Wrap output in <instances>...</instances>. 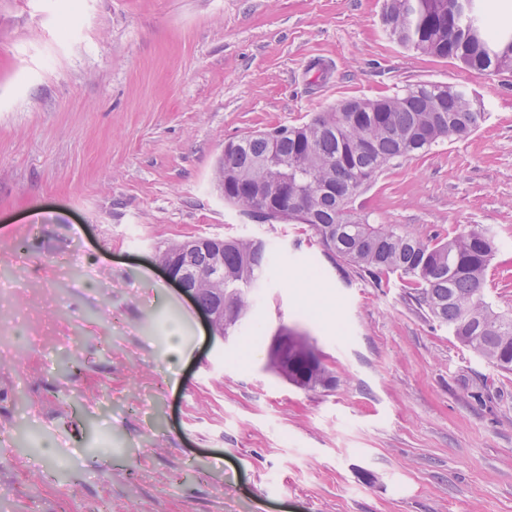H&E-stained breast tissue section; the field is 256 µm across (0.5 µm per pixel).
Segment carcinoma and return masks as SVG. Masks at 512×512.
Segmentation results:
<instances>
[{
  "label": "carcinoma",
  "mask_w": 512,
  "mask_h": 512,
  "mask_svg": "<svg viewBox=\"0 0 512 512\" xmlns=\"http://www.w3.org/2000/svg\"><path fill=\"white\" fill-rule=\"evenodd\" d=\"M454 0H386L382 19L401 45L457 60L476 71L512 69V26L497 27L468 0L470 12L452 18ZM370 112H350L361 105ZM485 112L460 88L437 84L365 103L355 99L302 125H279L242 140L223 168L224 200L262 221L306 224L322 247L376 282L399 275L409 296L453 336L493 367L512 371V315L485 298L487 271L498 250L495 237L478 230L426 241L396 224L352 217V203L394 161L424 154L445 139L463 137ZM277 139L270 155L269 140ZM174 255L184 287L204 309L224 308V325L238 329L249 313L270 264V248L253 237L212 238L204 246L182 242L159 249ZM322 378L306 351H288V382L307 386Z\"/></svg>",
  "instance_id": "1"
}]
</instances>
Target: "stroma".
I'll return each mask as SVG.
<instances>
[{"label": "stroma", "instance_id": "35a3bbf8", "mask_svg": "<svg viewBox=\"0 0 512 512\" xmlns=\"http://www.w3.org/2000/svg\"><path fill=\"white\" fill-rule=\"evenodd\" d=\"M384 0H0V512H512V373L224 200L225 144L349 98L437 83L485 119L400 159L355 216L431 240L491 228L512 313V70L403 47ZM257 236L272 268L230 337L154 260ZM338 383L266 368L279 327ZM186 351L170 357V331Z\"/></svg>", "mask_w": 512, "mask_h": 512}]
</instances>
